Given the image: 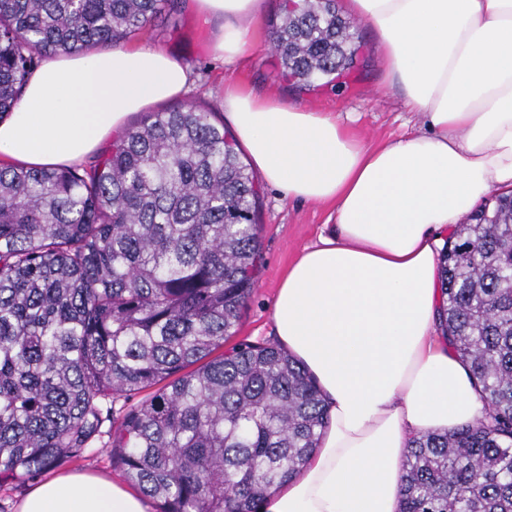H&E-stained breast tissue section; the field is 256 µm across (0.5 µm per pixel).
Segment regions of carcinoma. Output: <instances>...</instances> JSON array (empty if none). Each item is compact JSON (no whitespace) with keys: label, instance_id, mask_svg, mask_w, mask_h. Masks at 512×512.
Segmentation results:
<instances>
[{"label":"carcinoma","instance_id":"cac0c4a2","mask_svg":"<svg viewBox=\"0 0 512 512\" xmlns=\"http://www.w3.org/2000/svg\"><path fill=\"white\" fill-rule=\"evenodd\" d=\"M177 0H0V118L47 54L117 47ZM308 90L350 72L359 27L303 0L268 31ZM259 187L191 102L151 112L89 167L0 163V477L34 478L109 434L161 512H258L330 416L306 366L234 337L261 260ZM437 329L485 416L414 438L401 512H512V194L439 252ZM146 398L112 421V397Z\"/></svg>","mask_w":512,"mask_h":512}]
</instances>
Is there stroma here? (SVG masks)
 Instances as JSON below:
<instances>
[{
	"label": "stroma",
	"mask_w": 512,
	"mask_h": 512,
	"mask_svg": "<svg viewBox=\"0 0 512 512\" xmlns=\"http://www.w3.org/2000/svg\"><path fill=\"white\" fill-rule=\"evenodd\" d=\"M268 4L266 15L252 24L254 43L232 64L214 53L221 21L185 8L173 19L156 20L151 34L135 39L134 44L159 47L184 59L194 74L190 100L210 111L218 125L224 122L225 86L241 84L259 95L294 99L309 109L333 113L368 147L421 129L422 116L404 110L386 81L378 38L369 23L360 25L363 48L357 67L335 86L300 92L279 74L269 46L268 25L280 14L281 0H268ZM334 221L330 205L286 199L276 190L264 188L258 211L262 263L257 284L242 310L236 341H274L272 306L280 281L302 250L315 244Z\"/></svg>",
	"instance_id": "35a3bbf8"
}]
</instances>
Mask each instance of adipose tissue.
Instances as JSON below:
<instances>
[{"mask_svg": "<svg viewBox=\"0 0 512 512\" xmlns=\"http://www.w3.org/2000/svg\"><path fill=\"white\" fill-rule=\"evenodd\" d=\"M223 20L214 44L233 61L267 0H188ZM377 33L387 75L423 130L367 147L335 117L224 89V116L264 183L335 208L272 307L278 341L316 377L330 426L300 475L258 512H400L414 437L474 423L484 405L435 326L437 248L492 193L512 191V0H348ZM189 67L155 47L45 55L0 158L26 167L84 163L130 115L184 97ZM19 512H148L124 485L66 473L30 490Z\"/></svg>", "mask_w": 512, "mask_h": 512, "instance_id": "obj_1", "label": "adipose tissue"}]
</instances>
